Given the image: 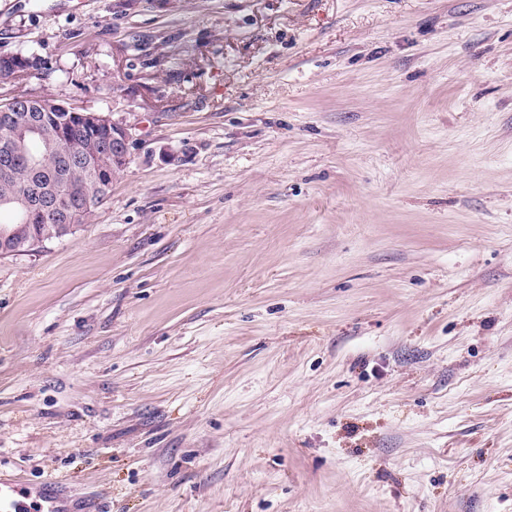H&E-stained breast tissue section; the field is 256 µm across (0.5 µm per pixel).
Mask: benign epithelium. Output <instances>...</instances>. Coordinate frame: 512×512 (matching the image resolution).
Segmentation results:
<instances>
[{
  "label": "benign epithelium",
  "instance_id": "obj_1",
  "mask_svg": "<svg viewBox=\"0 0 512 512\" xmlns=\"http://www.w3.org/2000/svg\"><path fill=\"white\" fill-rule=\"evenodd\" d=\"M12 102L19 103L24 112L12 117L15 125L12 134L0 142V178L15 177L16 165L25 152L26 141L39 137L45 141L46 154L54 155L59 163V177L67 184V191L60 195L43 184L39 178L42 169L34 157L26 158L27 183L25 191L17 196L5 199V202L18 208L24 218L38 217V224H15L0 227V257L15 255L22 251L32 252L41 248L53 235L45 229L54 225L58 229L56 236L75 231L83 224V210L91 205L90 195L81 186L71 181L73 171L82 170L85 180H92L104 190L111 179V170L123 168L128 162L131 134L122 123L110 116L95 112L83 106L59 105L39 98L18 95ZM60 108L65 117L57 120L55 134L46 136L44 128L52 111ZM103 129L110 135L112 149L105 152L111 164L105 166L83 151V140L74 137L76 131ZM61 143L70 146L68 152L59 154L57 147Z\"/></svg>",
  "mask_w": 512,
  "mask_h": 512
}]
</instances>
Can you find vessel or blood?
I'll return each instance as SVG.
<instances>
[{"mask_svg":"<svg viewBox=\"0 0 512 512\" xmlns=\"http://www.w3.org/2000/svg\"><path fill=\"white\" fill-rule=\"evenodd\" d=\"M0 512H74L61 482L28 486L20 478L0 477Z\"/></svg>","mask_w":512,"mask_h":512,"instance_id":"b4317fda","label":"vessel or blood"}]
</instances>
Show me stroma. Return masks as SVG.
<instances>
[{"mask_svg":"<svg viewBox=\"0 0 512 512\" xmlns=\"http://www.w3.org/2000/svg\"><path fill=\"white\" fill-rule=\"evenodd\" d=\"M113 116L0 257V474L97 512H512V0H0Z\"/></svg>","mask_w":512,"mask_h":512,"instance_id":"stroma-1","label":"stroma"}]
</instances>
